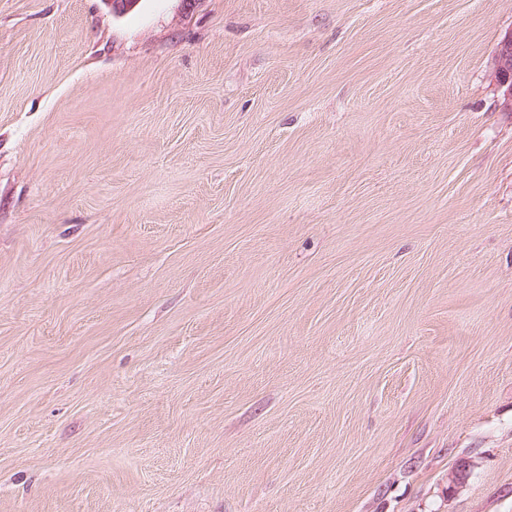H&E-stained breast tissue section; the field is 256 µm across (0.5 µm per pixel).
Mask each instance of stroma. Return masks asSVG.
<instances>
[{"label": "stroma", "mask_w": 512, "mask_h": 512, "mask_svg": "<svg viewBox=\"0 0 512 512\" xmlns=\"http://www.w3.org/2000/svg\"><path fill=\"white\" fill-rule=\"evenodd\" d=\"M511 28L0 0V512H512ZM494 78L501 91L502 110L512 112V29L498 42L494 55Z\"/></svg>", "instance_id": "obj_1"}]
</instances>
